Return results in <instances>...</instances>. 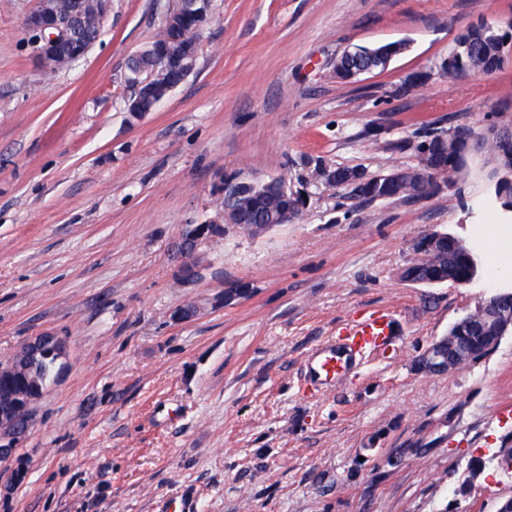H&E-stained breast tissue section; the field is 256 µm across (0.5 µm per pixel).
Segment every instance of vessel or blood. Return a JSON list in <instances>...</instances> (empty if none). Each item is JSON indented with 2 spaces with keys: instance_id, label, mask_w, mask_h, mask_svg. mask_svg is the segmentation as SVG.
Segmentation results:
<instances>
[{
  "instance_id": "obj_1",
  "label": "vessel or blood",
  "mask_w": 512,
  "mask_h": 512,
  "mask_svg": "<svg viewBox=\"0 0 512 512\" xmlns=\"http://www.w3.org/2000/svg\"><path fill=\"white\" fill-rule=\"evenodd\" d=\"M393 328L385 314L373 313L342 329L339 338L319 345L308 359L307 375L314 384L327 385L358 369L365 356L385 350Z\"/></svg>"
}]
</instances>
